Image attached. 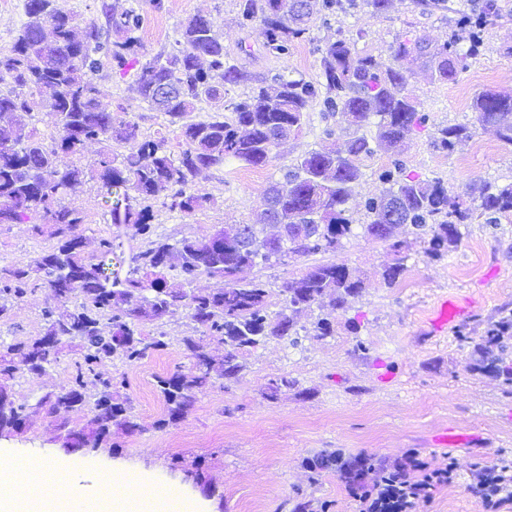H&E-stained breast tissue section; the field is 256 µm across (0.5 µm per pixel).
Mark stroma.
<instances>
[{
  "label": "stroma",
  "mask_w": 512,
  "mask_h": 512,
  "mask_svg": "<svg viewBox=\"0 0 512 512\" xmlns=\"http://www.w3.org/2000/svg\"><path fill=\"white\" fill-rule=\"evenodd\" d=\"M498 2L502 16L486 31L482 56L469 61L455 81L434 82L431 64L424 58L412 65L408 78V92L429 121L414 129L401 148L405 172L423 179L440 177L459 194L486 182H512V145L503 143L493 128L478 125L472 108L479 91L512 94V0ZM236 3L139 0L144 52L152 55L169 47L179 24L202 14L223 36L225 48L238 54L249 70L268 77L285 71L314 82L322 71L320 48L326 40L349 37L358 54L384 61L392 42L402 36L421 38L433 47L442 44L450 34L454 10L470 7L471 0H453L454 9L446 14L421 13L414 0H391L381 15L360 8L338 14L327 24L317 20L285 59L265 55L256 46V34L240 29ZM99 83L113 105L135 114L144 134L165 131L161 113L137 99L131 77H120L107 67ZM454 124L471 126L473 135L448 154L436 147V132ZM328 127L335 132L336 145H343L349 132L341 117L314 108L302 132L275 149L267 165L202 170L191 188L207 197L204 209L191 215L156 210L149 239L130 231L118 234L107 222L96 185L87 184L76 200L84 215L79 232L87 253L95 252L100 238L116 234L128 255L147 249L154 238L203 237L227 224L251 223L264 189L297 157L324 145ZM391 161L384 153L361 160L363 176L349 202L354 215H361L365 199L384 191L378 174ZM459 230L460 239L447 255L428 259L414 243L411 227L396 226L392 240L410 241L412 250L403 274L390 287L381 273L395 258L391 240L365 235L345 242L333 256H292L284 265L245 270L244 278L277 286L311 265L333 259L355 269L365 287L347 310L316 305L298 316L299 325L307 328L327 319L333 335L307 336L296 344L286 338L260 344L246 353V368L237 382L198 393L187 417L163 430L157 427L164 402L155 378L189 363L182 340L195 329L186 312L163 319L165 351L134 366L117 358L100 365L102 375L126 374L125 394L140 425L135 432L113 428L108 446L66 447L61 432L37 406L42 396L68 381L77 354L75 347H65L58 363L42 375L8 382L9 394L27 403L30 414L23 430L0 435V451L45 460L76 459L78 478L87 487L97 473L116 464L150 472L158 482L178 485L190 499L207 503L210 512H281L284 503L298 499L313 500L325 512H359V501L334 473L314 479L304 467L306 458L323 449L369 454L390 470L413 455L434 466L449 457L455 465L453 481L418 499L415 512H485L470 488L488 467H512V387L467 365L471 339L498 320L501 310H512V216L494 227L477 219ZM52 245L49 237L32 236L28 225L0 224V266L34 263ZM451 297L467 303L466 312L442 331H433L430 318L440 302ZM52 300L51 291L43 288L16 304L10 319L0 322V342L41 335V310ZM353 322L359 326L355 334L349 328ZM462 326L470 341H460L457 331ZM280 374L295 380V387L278 399L266 398L264 383Z\"/></svg>",
  "instance_id": "stroma-1"
}]
</instances>
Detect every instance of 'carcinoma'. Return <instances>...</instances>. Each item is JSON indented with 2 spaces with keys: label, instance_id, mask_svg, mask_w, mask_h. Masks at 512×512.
Returning <instances> with one entry per match:
<instances>
[{
  "label": "carcinoma",
  "instance_id": "obj_1",
  "mask_svg": "<svg viewBox=\"0 0 512 512\" xmlns=\"http://www.w3.org/2000/svg\"><path fill=\"white\" fill-rule=\"evenodd\" d=\"M300 6L295 11L286 7V0H238V25L256 31L267 54L284 59L292 45L305 38L313 20L327 22L338 12L356 8L357 0L345 5L342 0H302ZM102 15V22L86 21L79 37L77 19L55 10L53 0H25L26 20L13 44L0 49V224H27L32 235L55 239L53 248L35 264L0 267V322L9 319L14 304L39 289L54 293V304L42 310L44 333L61 337L63 347L77 344L79 358L67 385L44 395L39 406L58 430H68L72 410L88 408L91 417L84 430H69L78 447L109 444L114 424L131 432L139 429L129 398L122 394L125 375L98 379L94 393L87 391L86 380L97 376L104 359L116 356L135 365L167 349L163 332L145 335L141 324L184 310L197 332L183 339L190 366L155 378L165 404V414L158 420L163 428L183 420L199 392L215 384L224 389L237 381L245 369L244 351L271 338L299 343L292 313L324 297L344 309L365 288L357 271L343 262L313 265L302 276L283 281L281 309L273 313L268 282L242 280L239 274L244 269L282 264L290 255L334 254L359 229L385 240L391 231L387 215L394 211L425 240L428 255L441 258L458 242L459 225L477 215L496 225L499 218L512 215V184L472 188L468 204L450 194L441 178L403 175L399 159L380 173L388 188L365 202L363 220L354 218L348 208L363 175L361 158L392 152L407 133L428 122V115L407 94V64L428 58L435 81L456 80L467 60L483 54L484 33L501 17L497 0L457 12L455 30L437 48L420 39H396L385 62L357 54L345 38L329 39L321 48L318 81L278 73L272 91L232 57L204 15L187 19L171 48L149 57L142 50L141 14L135 4L121 10L105 4ZM107 64L134 72L139 100L178 128L177 146L162 133L142 134L129 112L112 108L97 82ZM241 85L248 91L226 99L227 88ZM163 87L170 91L160 93ZM202 102L209 105L210 114L192 119ZM315 102L323 112L340 113L351 136L342 149L324 146L287 167L282 180L265 190L263 209L242 232L229 224L201 238L153 241L127 259L116 253L110 237L99 240L96 255L78 249L84 217L74 200L87 183L98 184L107 199L111 223L148 237L153 234L154 208L189 215L208 202L191 191L198 172L230 161L266 165L274 149L302 129ZM473 109L479 124L494 127L501 141L512 144V96L481 91ZM36 110L44 112L56 129L48 144L29 128L28 117ZM371 125L376 133L369 137L365 129ZM469 136L467 126H444L437 129L435 145L451 152ZM95 143L100 145L95 158L84 167L76 165L85 148ZM128 143L132 149L115 151L114 146ZM265 224L280 225V242L261 234ZM391 248L400 258L382 272L388 285L404 271L401 254L408 244L395 241ZM114 260L127 264L125 276L112 270ZM72 264H82L90 273L77 287L65 277ZM172 271L185 287L168 285ZM201 276L222 287L209 292L189 289ZM104 318L112 325L107 334L100 327ZM205 337L224 345V358L217 366L201 344ZM510 339L512 313L489 323L474 341L468 368L512 386V366L495 355ZM60 353L40 349L35 338L10 344L0 351V380L19 373L39 376L57 363ZM294 385L288 376L276 375L267 380L263 394L276 399ZM20 418H27L24 404L12 397L0 401V434L13 432ZM304 466L314 477L324 471L335 473L353 492L376 468L367 455L346 457L328 450L307 458Z\"/></svg>",
  "mask_w": 512,
  "mask_h": 512
}]
</instances>
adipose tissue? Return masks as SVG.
Returning <instances> with one entry per match:
<instances>
[{
  "label": "adipose tissue",
  "instance_id": "ef3b65f1",
  "mask_svg": "<svg viewBox=\"0 0 512 512\" xmlns=\"http://www.w3.org/2000/svg\"><path fill=\"white\" fill-rule=\"evenodd\" d=\"M42 460L30 459L18 468L0 464V512H172L173 486L160 485L146 475L130 479L125 470H112V493H86L74 480L52 483L44 480ZM40 482L39 495H30L27 486Z\"/></svg>",
  "mask_w": 512,
  "mask_h": 512
}]
</instances>
